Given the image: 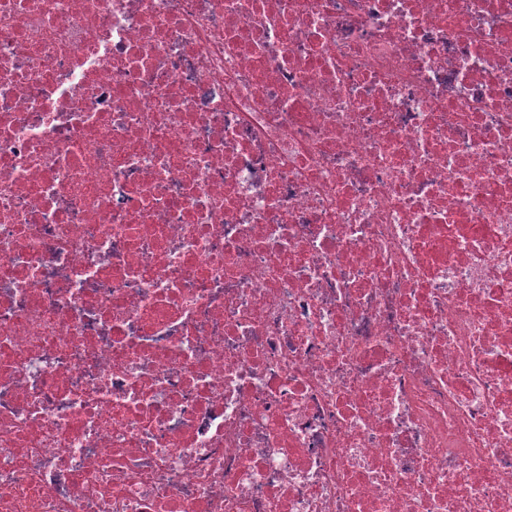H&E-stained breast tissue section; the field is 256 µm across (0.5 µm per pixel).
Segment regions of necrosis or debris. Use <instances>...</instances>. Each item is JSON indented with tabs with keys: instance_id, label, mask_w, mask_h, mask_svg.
I'll return each instance as SVG.
<instances>
[{
	"instance_id": "4bbe7bcc",
	"label": "necrosis or debris",
	"mask_w": 512,
	"mask_h": 512,
	"mask_svg": "<svg viewBox=\"0 0 512 512\" xmlns=\"http://www.w3.org/2000/svg\"><path fill=\"white\" fill-rule=\"evenodd\" d=\"M0 512H512V0H0Z\"/></svg>"
}]
</instances>
